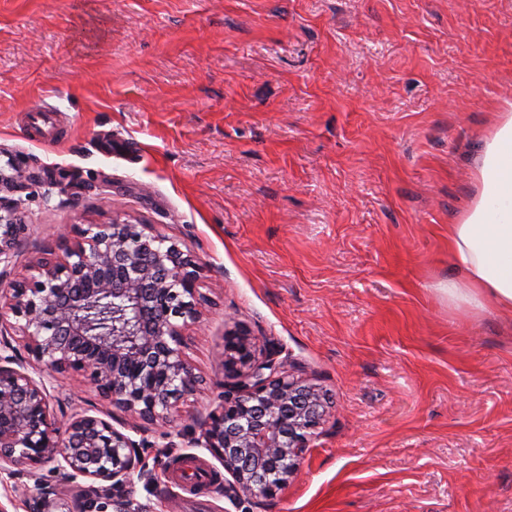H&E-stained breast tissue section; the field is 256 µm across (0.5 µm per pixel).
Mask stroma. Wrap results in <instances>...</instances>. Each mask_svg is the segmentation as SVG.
<instances>
[{
  "label": "stroma",
  "instance_id": "1",
  "mask_svg": "<svg viewBox=\"0 0 512 512\" xmlns=\"http://www.w3.org/2000/svg\"><path fill=\"white\" fill-rule=\"evenodd\" d=\"M56 109L68 137H26ZM512 113V0H0V164L18 192V278L78 229L146 224L203 268L183 351L197 382L162 425L76 374L51 405L152 441L145 512H512V312L435 290L475 157ZM242 326L327 395L299 473L254 501L196 447ZM53 464L0 479L29 512ZM11 174H6L2 166L0 167V187L2 184L8 186L12 191H21L25 188L26 183L38 177L34 172H27L20 169L13 162H8Z\"/></svg>",
  "mask_w": 512,
  "mask_h": 512
}]
</instances>
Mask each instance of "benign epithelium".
<instances>
[{
    "mask_svg": "<svg viewBox=\"0 0 512 512\" xmlns=\"http://www.w3.org/2000/svg\"><path fill=\"white\" fill-rule=\"evenodd\" d=\"M0 185L17 192L37 178L9 163ZM15 200L0 196V264H9L27 225ZM202 268L145 224L114 221L81 230L61 260L40 261L12 286L3 309L23 320L28 359L0 340V475L55 461L69 487L59 510L54 490L36 489L32 512H140L128 488L150 479L144 448L106 419L86 412L59 419L39 375H82L106 403L151 423H166L195 384L182 329L196 317ZM112 308V339L91 318ZM282 350L251 332L225 333L220 363L224 404L199 423L196 445L207 449L234 482L224 492L268 499L297 473L310 437L323 423V390L287 370Z\"/></svg>",
    "mask_w": 512,
    "mask_h": 512,
    "instance_id": "1",
    "label": "benign epithelium"
}]
</instances>
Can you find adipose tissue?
I'll list each match as a JSON object with an SVG mask.
<instances>
[{"mask_svg": "<svg viewBox=\"0 0 512 512\" xmlns=\"http://www.w3.org/2000/svg\"><path fill=\"white\" fill-rule=\"evenodd\" d=\"M479 197L448 227L453 274L437 286L449 305L512 310V114L496 124L475 160Z\"/></svg>", "mask_w": 512, "mask_h": 512, "instance_id": "ef3b65f1", "label": "adipose tissue"}]
</instances>
